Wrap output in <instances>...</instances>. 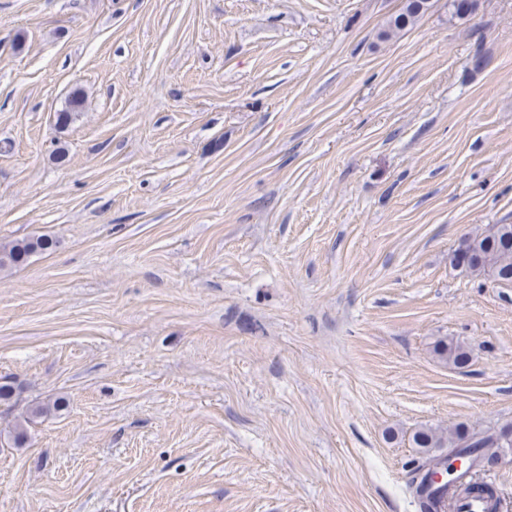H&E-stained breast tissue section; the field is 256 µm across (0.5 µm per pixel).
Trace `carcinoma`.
Masks as SVG:
<instances>
[{"label": "carcinoma", "instance_id": "1", "mask_svg": "<svg viewBox=\"0 0 512 512\" xmlns=\"http://www.w3.org/2000/svg\"><path fill=\"white\" fill-rule=\"evenodd\" d=\"M429 7V0H407L403 10L391 17L381 32L383 37H391L407 26ZM85 96L80 89L68 97L65 107L57 113V123L69 124L73 115L82 110ZM56 246V242L46 237H33L0 245V271L16 267L38 252H46ZM459 250L465 253L464 265L470 272L479 276H490L493 281L512 285V224L503 226L496 233H481L467 236ZM436 354L462 368L469 362L467 349L454 342L440 340L435 345ZM503 434L477 431L459 423L448 428V433H439L427 428L415 432L412 441L424 453L434 448H450L449 456L464 459V473L472 479L471 491H485L488 486L476 478L479 467L491 465L498 459Z\"/></svg>", "mask_w": 512, "mask_h": 512}]
</instances>
